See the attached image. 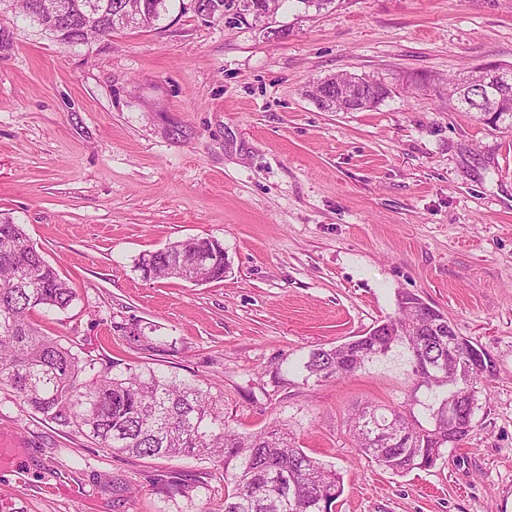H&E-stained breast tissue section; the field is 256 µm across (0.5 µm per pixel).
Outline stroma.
<instances>
[{
	"mask_svg": "<svg viewBox=\"0 0 512 512\" xmlns=\"http://www.w3.org/2000/svg\"><path fill=\"white\" fill-rule=\"evenodd\" d=\"M487 63L512 66V0H288L265 28L174 0L157 27L87 48L0 13V216L76 290L45 332L103 364L221 388L239 432L288 422L341 474L335 512H512V136L435 91ZM334 74L395 91L331 112L312 91ZM196 237L223 243V280L137 270ZM401 291L494 373L467 438L407 474L359 452L347 426L406 404L403 362L322 383L301 369L394 315ZM0 445L18 451L0 465V512H201L224 497L221 465L111 453L7 388ZM174 475L200 485L177 492Z\"/></svg>",
	"mask_w": 512,
	"mask_h": 512,
	"instance_id": "35a3bbf8",
	"label": "stroma"
}]
</instances>
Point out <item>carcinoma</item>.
Segmentation results:
<instances>
[{
  "mask_svg": "<svg viewBox=\"0 0 512 512\" xmlns=\"http://www.w3.org/2000/svg\"><path fill=\"white\" fill-rule=\"evenodd\" d=\"M63 2L69 20L57 25L49 15ZM169 0H9L0 8L22 14L30 24L56 34L65 47L112 33V15L136 13L135 25L153 28L169 11ZM284 0H268L267 12L256 0H204L202 10L226 13L228 24L247 17L262 23ZM480 70L446 81L448 105L464 111L473 88L489 86ZM198 254L211 258L206 283L230 269L224 245L213 238L171 242L142 254L136 267L151 279L173 278L172 266L192 270ZM74 289L42 257L22 225L0 219V386L8 387L35 412L61 427H75L100 448L133 457L192 456L224 468L221 512H331L343 493L340 473L310 457L285 424L242 434L224 417L222 394L167 377L152 369L97 365L91 355L43 332L35 315L67 310ZM395 316L365 335L330 349L310 352L303 364L306 378L342 379L365 364L406 356L413 387L409 409L373 406L349 418L355 447L379 466L407 474L435 465L442 449L462 442L471 431L476 394L484 375L461 376L470 346L448 355V337L434 331L442 313L417 295L400 292Z\"/></svg>",
  "mask_w": 512,
  "mask_h": 512,
  "instance_id": "obj_1",
  "label": "carcinoma"
}]
</instances>
